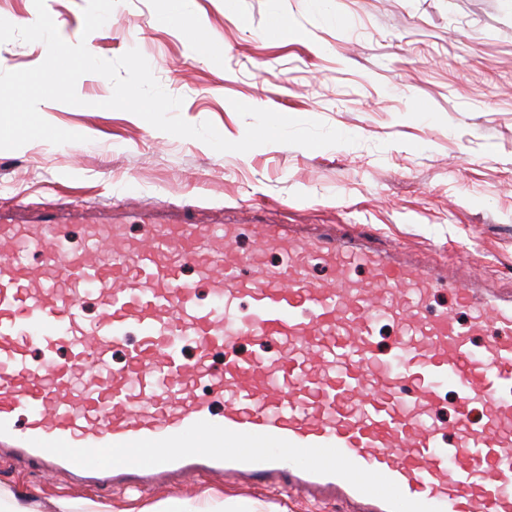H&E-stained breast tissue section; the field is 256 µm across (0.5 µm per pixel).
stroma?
<instances>
[{
    "label": "stroma",
    "instance_id": "1",
    "mask_svg": "<svg viewBox=\"0 0 512 512\" xmlns=\"http://www.w3.org/2000/svg\"><path fill=\"white\" fill-rule=\"evenodd\" d=\"M207 44L168 17L174 0H119L103 27L84 34L87 0H45L60 36L114 59L138 49L183 100L188 123L240 140L233 101L319 120L357 137L319 149L272 143L245 153L157 130L103 108L106 78H79L81 105L45 101L54 126L81 143L32 141L0 150V200L96 205L117 197L188 207L211 222L263 208L284 224L367 231L497 294L512 293V0H190ZM279 16L284 35L265 31ZM44 43H0V71L40 65ZM0 494L57 512L86 501L140 512L211 496L216 508L251 502L262 512H348L341 499L307 501L288 490L244 488L223 477L90 490L67 476L0 462Z\"/></svg>",
    "mask_w": 512,
    "mask_h": 512
}]
</instances>
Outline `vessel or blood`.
Here are the masks:
<instances>
[{"mask_svg":"<svg viewBox=\"0 0 512 512\" xmlns=\"http://www.w3.org/2000/svg\"><path fill=\"white\" fill-rule=\"evenodd\" d=\"M448 290L466 324L433 306ZM1 457L93 485L224 473L355 512H512V297L362 234L0 207Z\"/></svg>","mask_w":512,"mask_h":512,"instance_id":"obj_1","label":"vessel or blood"}]
</instances>
